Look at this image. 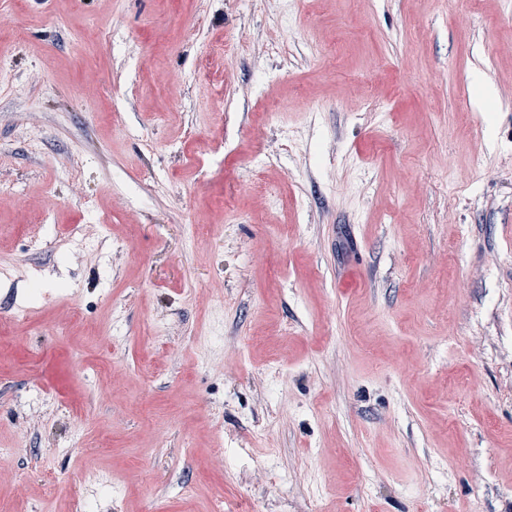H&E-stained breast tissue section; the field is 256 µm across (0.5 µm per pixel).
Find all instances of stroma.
<instances>
[{
	"mask_svg": "<svg viewBox=\"0 0 512 512\" xmlns=\"http://www.w3.org/2000/svg\"><path fill=\"white\" fill-rule=\"evenodd\" d=\"M0 261L7 512H512V0H0Z\"/></svg>",
	"mask_w": 512,
	"mask_h": 512,
	"instance_id": "35a3bbf8",
	"label": "stroma"
}]
</instances>
